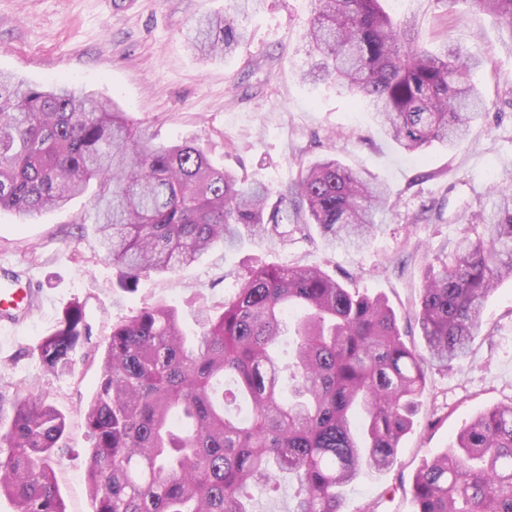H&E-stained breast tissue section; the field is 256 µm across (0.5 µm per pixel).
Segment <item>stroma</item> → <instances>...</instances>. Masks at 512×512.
Returning <instances> with one entry per match:
<instances>
[{
	"mask_svg": "<svg viewBox=\"0 0 512 512\" xmlns=\"http://www.w3.org/2000/svg\"><path fill=\"white\" fill-rule=\"evenodd\" d=\"M229 6V0H0V71L44 85L63 82L109 101L150 127L157 142L196 141L216 165L276 191L300 167L334 156L393 192L392 214L362 250L331 249L316 225L292 215L287 243L246 235L174 275L141 276L132 292L116 287L117 270L100 248L93 192L34 219L0 210V261L29 267L46 297L42 310L0 335V388L35 389L65 416L54 464L65 512H92L83 413L113 323L163 302L178 309L192 334L200 309L231 299L250 267L317 266L360 293L384 297L406 343L424 350L415 313L427 266L452 250L492 183L512 182V47L494 17L442 0H391L394 12L416 18L420 44H446L487 61L473 79L488 111L471 125L465 145L451 151L434 144L417 154L387 138L348 93L302 80V35L314 0H263L241 16L249 41L232 55L205 61L189 50L184 34L193 20ZM76 306L92 336L77 347L72 372H50L37 346ZM426 379L394 465L365 471L348 487L345 512H414L418 470L479 414L512 404V277L488 296L466 361L428 366Z\"/></svg>",
	"mask_w": 512,
	"mask_h": 512,
	"instance_id": "35a3bbf8",
	"label": "stroma"
}]
</instances>
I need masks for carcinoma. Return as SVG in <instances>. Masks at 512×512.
<instances>
[{
    "instance_id": "obj_1",
    "label": "carcinoma",
    "mask_w": 512,
    "mask_h": 512,
    "mask_svg": "<svg viewBox=\"0 0 512 512\" xmlns=\"http://www.w3.org/2000/svg\"><path fill=\"white\" fill-rule=\"evenodd\" d=\"M382 0H315L303 35L302 77L366 101L385 134L410 152L450 149L486 111L472 81L484 61L428 51ZM465 3L506 23L512 0ZM246 38L236 13L204 15L186 39L203 58ZM95 184L96 230L118 287L165 274L245 233L283 235L297 200L331 248L361 249L382 228L390 191L335 158L283 191L248 183L192 141L163 145L110 103L67 85L0 73V210L23 217L62 209ZM491 214L428 267L417 321L421 354L402 339L387 301L353 292L319 267L258 266L187 336L178 311L145 306L112 325L98 388L84 414L93 439L94 512H254L255 498L288 483V512H342L365 469L384 471L413 424L426 365L465 360L488 294L512 275V188L491 192ZM90 336L70 309L38 345L52 372L73 370ZM0 443V496L15 512H65L52 465L65 416L41 393H18ZM416 512H512V405L477 416L452 448L415 476Z\"/></svg>"
}]
</instances>
